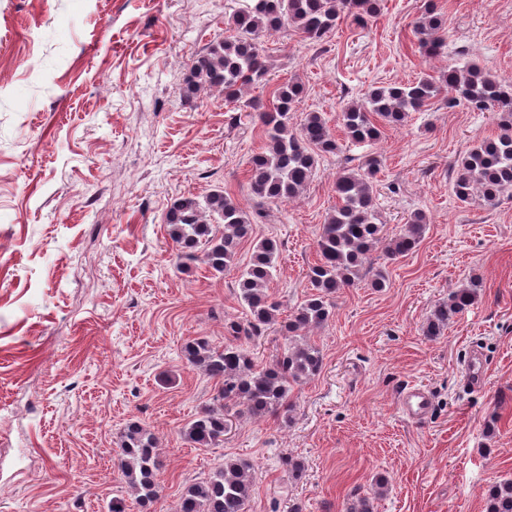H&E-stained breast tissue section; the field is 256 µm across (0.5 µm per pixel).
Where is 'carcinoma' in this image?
I'll list each match as a JSON object with an SVG mask.
<instances>
[{
    "instance_id": "cac0c4a2",
    "label": "carcinoma",
    "mask_w": 512,
    "mask_h": 512,
    "mask_svg": "<svg viewBox=\"0 0 512 512\" xmlns=\"http://www.w3.org/2000/svg\"><path fill=\"white\" fill-rule=\"evenodd\" d=\"M382 0H245L230 15L232 34L211 45L191 65L184 80L187 97L205 88H224V100L237 102L242 91L253 84H269L268 66L260 36L292 27L307 40L321 42L336 27L340 14L348 11L359 22L379 15ZM444 19L433 2L425 5L416 24L420 48L428 57L445 47ZM448 87L449 103L476 110L497 112V132L474 145L458 164L453 190L467 203L478 196L492 203L512 195V86L476 63L448 65L438 80L427 76L397 86L368 91L361 102L346 106L340 121L353 144L371 145L380 139L382 127L402 126ZM304 93L295 81L278 84L270 91L268 105L258 113L266 140L265 149L253 156L249 194L259 206L278 205L299 197L309 184L316 157L338 149L327 120L319 112H308L299 124L293 112ZM379 160L370 157L365 165L336 177V206L328 214L316 241L318 262L307 278L313 292L285 318L269 292L279 258L272 238L255 245L249 264L239 271L237 297L245 309V322L225 325L232 341L216 346L204 338L184 346L186 361L201 368L215 382L211 403L182 430L197 448H211L224 440L229 413L252 418H291L293 388L317 375L323 359L319 349L296 337L306 328H321L332 316V299L343 288L356 285L360 268L371 252L383 247L391 258L405 256L422 243L427 216L411 214L401 232L383 237L375 208L374 179ZM224 225L218 234L213 224ZM167 235L177 249L178 268L188 270L201 263L222 275L235 264L238 248L252 234L253 220L239 202L215 190L203 201L182 198L166 214ZM474 290L459 288L445 304L430 314L425 333L441 334L450 315L474 302ZM276 329L287 337L283 351L259 364L239 340H250ZM119 467L134 493L139 512H149L156 500L163 462L154 434L131 422L120 437ZM255 485L253 465L228 458L208 478L185 487L176 512H247ZM486 512H512V480L491 486L486 492Z\"/></svg>"
}]
</instances>
